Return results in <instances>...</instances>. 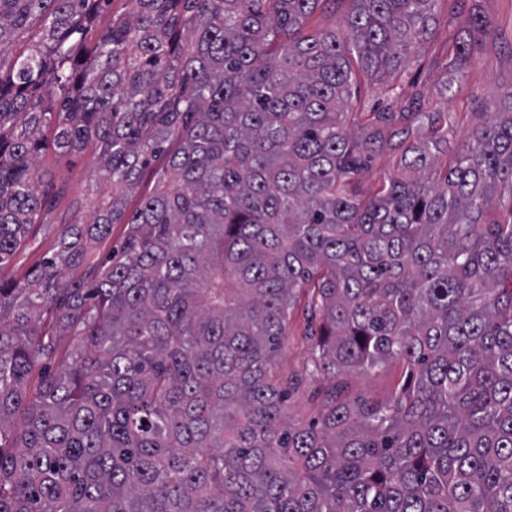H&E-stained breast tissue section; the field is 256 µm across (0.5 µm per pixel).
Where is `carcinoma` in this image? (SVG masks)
<instances>
[{
  "mask_svg": "<svg viewBox=\"0 0 512 512\" xmlns=\"http://www.w3.org/2000/svg\"><path fill=\"white\" fill-rule=\"evenodd\" d=\"M442 1L468 2L345 0L338 31L310 27L330 0H132L89 46L111 0H0V273L56 192L46 128L112 184L0 280V512H512V88L448 157V113L398 82ZM359 75L386 96L361 136ZM384 142L398 173L361 197ZM391 361L392 401L336 394ZM306 327V315L304 309L300 306L291 317L288 340L278 357L284 370L296 371L305 364L308 350L303 334ZM326 383L323 378H315L293 392L288 399L290 416L303 421L314 420L319 413L321 392Z\"/></svg>",
  "mask_w": 512,
  "mask_h": 512,
  "instance_id": "obj_1",
  "label": "carcinoma"
}]
</instances>
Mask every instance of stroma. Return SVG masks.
<instances>
[{
    "instance_id": "35a3bbf8",
    "label": "stroma",
    "mask_w": 512,
    "mask_h": 512,
    "mask_svg": "<svg viewBox=\"0 0 512 512\" xmlns=\"http://www.w3.org/2000/svg\"><path fill=\"white\" fill-rule=\"evenodd\" d=\"M475 6L496 23L500 36L485 38L475 46L466 86L459 97L448 103L438 97L436 91L448 57V29L468 27V13L457 15L451 23L438 19L420 49L419 62L411 64L402 76L404 95L423 92L428 107L445 109L455 115L449 136L453 146L467 130L482 122L487 105L512 86V0H475ZM40 165L59 187L60 193L51 198L46 221L36 236L16 254L5 270L4 275L8 278L22 277L38 266L43 257L54 250L61 225L70 223L77 212L91 217L95 202L108 199L112 194L111 184L98 172L93 150L66 152L49 144L41 153ZM402 375L399 365L389 363L367 375L344 374L340 381L349 396L384 401L390 397Z\"/></svg>"
}]
</instances>
